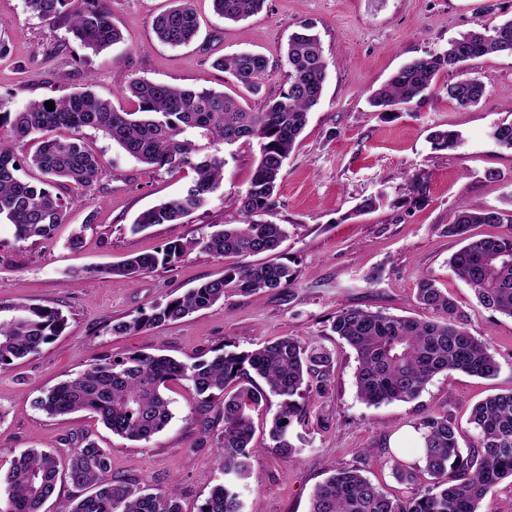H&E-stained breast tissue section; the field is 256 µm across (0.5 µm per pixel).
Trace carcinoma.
I'll use <instances>...</instances> for the list:
<instances>
[{
    "mask_svg": "<svg viewBox=\"0 0 512 512\" xmlns=\"http://www.w3.org/2000/svg\"><path fill=\"white\" fill-rule=\"evenodd\" d=\"M27 9L45 21L64 19L80 44L98 53L122 41L103 0H25ZM153 22L155 38L172 47L195 41L199 24L183 0ZM265 0H213L215 12L226 22H239L260 12ZM491 54H512V19L482 25L448 42V49L413 58L403 64L370 96V104L384 114L400 106L424 102L444 91L462 107L478 104L485 86L477 78H462L437 86L438 74L458 64ZM230 72L248 93L258 94L269 76L266 58L240 52L215 61ZM288 88L268 100L259 112H250L234 98L213 89H185L140 78L128 80L126 92L132 111L116 109L110 100L86 88L54 99V111L45 101H33L18 112H3L0 101V219L15 228L16 238L50 240L77 191L93 186L101 171L86 146L83 131H100L126 155L149 166L192 169L195 179L178 195L141 212L131 231L155 224H178L207 207L224 182L221 146L254 140L259 158L249 188L238 199L242 224H224L199 238L168 243L161 251L129 257L116 265L89 270L74 268L77 277L122 276L134 282L158 265H170L198 248L215 257L236 256L239 265L185 294L149 311L138 310L127 320L112 323L114 333L139 332L204 310L229 293L252 294L287 288L294 282L288 266L247 258L273 254L286 231L280 224L256 221L273 204L285 160L305 129L308 114L322 97L327 63L320 37L309 25L293 32L285 59ZM55 128L72 132L67 139L42 137ZM500 146L512 149V122L490 131ZM437 149L455 147L459 135L448 130L431 133ZM34 145L32 152L26 147ZM37 169L42 180L23 179L20 165ZM423 175L407 179L410 199L425 201ZM509 208L458 207L445 232L464 242L448 260L451 271L475 293L479 304L512 318V197ZM475 224H502L506 231L473 238ZM417 298L429 313L425 319L398 317L362 308L336 312L331 329L356 353L357 395L369 405L412 401L438 373L460 371L492 377L499 365L490 345L468 330V316L436 279L420 278ZM67 318L56 308L36 304L0 305V367L36 353L61 335ZM334 359L315 341L283 337L248 352L198 356L190 363L165 355L131 352L103 356L88 369L49 388L36 400L50 416L89 412L112 433L130 441L148 443L171 422L167 384L182 380L199 395L220 397L224 432L216 462L224 482L214 486L199 512H243L238 486L251 475L254 437L251 413L269 396L281 398V410L268 431L279 455L293 457L303 442L295 425L304 423L299 400L311 391L321 393L333 374ZM266 388L242 382L250 373ZM475 441L463 449L461 429L448 414L429 413L417 425L421 445L418 460L431 482L419 483L416 464L394 460L397 478L411 488L410 495L392 498L357 467L345 468L319 483L310 512H482L486 498L498 483L512 478V391L491 395L475 404L467 420ZM74 488L61 512H182L178 494L150 484L139 486L112 477L109 450L83 437L65 457L52 450L30 448L0 474V512H45L61 480Z\"/></svg>",
    "mask_w": 512,
    "mask_h": 512,
    "instance_id": "1",
    "label": "carcinoma"
}]
</instances>
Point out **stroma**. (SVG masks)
Masks as SVG:
<instances>
[{"label": "stroma", "mask_w": 512, "mask_h": 512, "mask_svg": "<svg viewBox=\"0 0 512 512\" xmlns=\"http://www.w3.org/2000/svg\"><path fill=\"white\" fill-rule=\"evenodd\" d=\"M177 0H107L122 42L93 53L63 23L32 17L24 0H0V100L16 112L30 101L84 88L132 109L123 87L129 78L183 88H211L257 112L266 98L287 87L285 54L301 24L312 25L328 62L323 96L286 161L263 219L283 225L288 236L276 262L288 265L293 285L249 296L230 295L182 320L115 335L107 324L182 295L220 277L235 257L195 249L132 282L120 276L69 277L72 267H100L154 252L174 240L198 237L209 224H240L237 198L245 194L257 165V143L226 147L223 193L180 224H157L134 234L142 211L178 194L195 177L188 168H156L128 157L102 132L85 130L102 174L82 191L54 239L16 240L13 225L0 222V304L39 303L62 310L65 332L36 354L0 367V471L29 448L67 453L81 437L95 439L112 458L119 480L176 489L183 512H198L221 474L217 443L224 431L220 400L197 395L172 381L167 394L173 418L150 442L113 434L87 413L50 417L35 401L48 388L75 376L103 355L129 352L167 355L180 361L223 351L243 352L283 336L314 340L335 359L323 394L304 401L302 448L277 455L267 435L278 398L252 414V473L243 490L246 508L258 512H310L312 493L334 470L356 467L389 495L408 493L392 471L393 459L416 462V423L431 411L447 412L466 426L472 406L512 391V318L482 308L471 288L448 267L460 243L448 236L459 204L497 208L512 197V150L493 141L490 130L512 121V56L487 55L463 70L441 72L439 84L461 75L478 77L486 92L463 109L445 93L422 105L385 115L368 99L408 60L443 52L450 39L485 23L512 19V0H266L261 12L237 23L217 16L212 0H190L199 26L194 43L157 42L154 19ZM252 51L269 63L261 95L247 93L216 59ZM456 131V148L438 150L432 131ZM424 173L426 201H410L406 179ZM380 206L359 214L364 198ZM83 228L84 242L71 251L67 239ZM377 282H368L372 272ZM438 279L469 319L470 333L488 341L499 364L491 378L463 372L436 374L414 400L367 405L357 395L354 351L330 330L339 308L360 307L422 318L416 300L421 276Z\"/></svg>", "instance_id": "1"}]
</instances>
